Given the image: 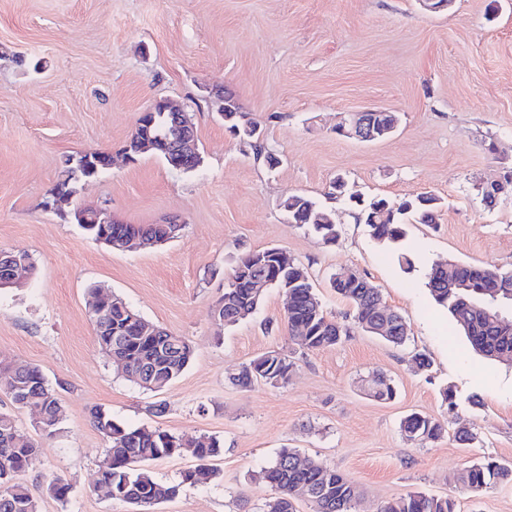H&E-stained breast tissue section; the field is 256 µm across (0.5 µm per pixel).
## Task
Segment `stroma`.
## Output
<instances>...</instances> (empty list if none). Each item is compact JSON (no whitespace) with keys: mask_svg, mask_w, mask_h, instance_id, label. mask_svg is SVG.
Here are the masks:
<instances>
[{"mask_svg":"<svg viewBox=\"0 0 512 512\" xmlns=\"http://www.w3.org/2000/svg\"><path fill=\"white\" fill-rule=\"evenodd\" d=\"M227 90L278 167L226 130L215 101ZM160 98L195 125L202 162L191 172L155 153L133 163L120 154ZM372 107L398 114L392 136L337 134L348 114ZM96 150L111 153V169L79 183L60 210L46 208L65 158ZM510 171L512 0H453L442 12L420 0H0V249L34 260L19 287L0 290V356L43 372L60 401V430L37 437L32 414L1 392L0 410H14L19 433L39 440L26 481L41 512H132L97 485L108 442L96 408L223 444L210 461L218 478L155 512H260L273 490L257 473L283 448L348 476L361 491L356 512L410 492L450 498L457 512H512V482L473 492L455 480L487 457L512 465V361L475 353L426 288L435 263L512 268V196L490 208L480 192ZM339 175L366 198L438 196V226L409 224L397 243L374 239L328 199ZM291 194L335 212L336 243L291 223L282 206ZM85 207L124 224L175 217L184 227L164 244L117 251L68 220ZM272 247L307 269L328 315L344 324L352 307L329 279L359 270L403 317L405 344L356 328L334 347L300 349L275 288L252 318L214 321L236 261ZM95 286L190 341L193 358L171 386L140 388L101 352L88 307ZM274 351L294 361L287 384L230 382ZM418 353L430 369L417 366ZM376 372L395 384L391 401L370 396ZM447 387L461 403L454 414ZM473 394L481 407L467 404ZM413 412L440 420L444 435L410 440L400 423ZM461 429L476 441L458 442ZM58 476L72 487L64 503L46 492Z\"/></svg>","mask_w":512,"mask_h":512,"instance_id":"stroma-1","label":"stroma"}]
</instances>
